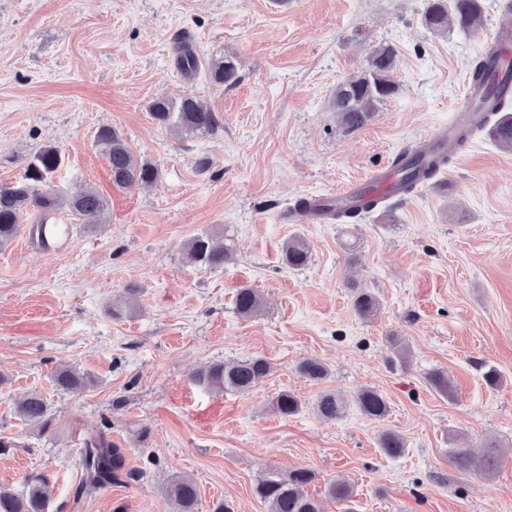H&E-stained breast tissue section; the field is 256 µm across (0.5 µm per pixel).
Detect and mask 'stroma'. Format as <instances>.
I'll return each mask as SVG.
<instances>
[{"label": "stroma", "instance_id": "obj_1", "mask_svg": "<svg viewBox=\"0 0 512 512\" xmlns=\"http://www.w3.org/2000/svg\"><path fill=\"white\" fill-rule=\"evenodd\" d=\"M503 2L481 0L474 31L436 32L424 24L428 0H0V184L53 145L64 156L55 188L91 187L108 204L97 226L59 216L70 232L48 248L25 232L0 247V437L13 442L0 452V487L21 490L41 471L51 512H170L162 489L182 474L198 488L197 512L220 500L267 512L258 477L306 467L322 512H512V151L480 132L434 179L357 223L287 219L297 199L389 166L451 120L486 36L512 26ZM181 42L198 59L193 73L177 65ZM382 44L399 51L400 90L345 130L333 93ZM225 57L238 67L232 85L210 75ZM187 91L216 113L217 131L181 134L151 118L153 100ZM104 125L158 165L156 186L113 185L95 144ZM207 234L231 248L223 268L183 260ZM295 236L310 250L300 269L283 258ZM245 286L263 299L253 318L235 309ZM356 288L377 297L375 316L356 312ZM395 341L405 362L388 360ZM246 357L273 366L249 393L190 381ZM307 358L327 366L325 379L299 372ZM61 365L94 385L56 389ZM436 371L451 395L430 385ZM365 387L385 397L384 419L359 409ZM326 390L346 404L334 420L314 410ZM34 391L53 433L16 414ZM283 391L299 413L271 409ZM385 430L404 439L400 455L380 448ZM102 431L135 477L96 490L82 484V451ZM463 438L495 441L498 468L458 469L450 454ZM340 478L350 500L326 493Z\"/></svg>", "mask_w": 512, "mask_h": 512}]
</instances>
